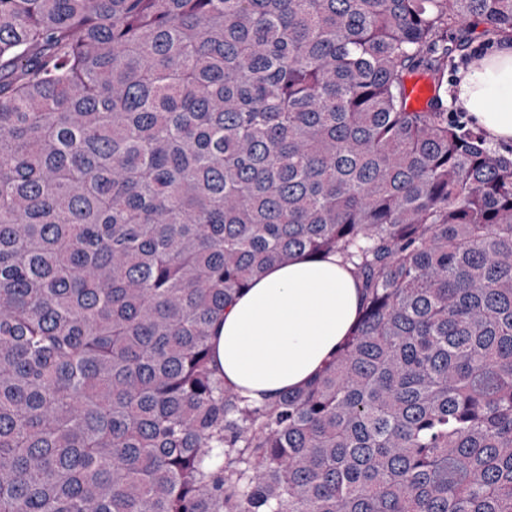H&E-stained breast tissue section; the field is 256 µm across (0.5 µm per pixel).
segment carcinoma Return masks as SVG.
<instances>
[{"instance_id":"carcinoma-1","label":"carcinoma","mask_w":512,"mask_h":512,"mask_svg":"<svg viewBox=\"0 0 512 512\" xmlns=\"http://www.w3.org/2000/svg\"><path fill=\"white\" fill-rule=\"evenodd\" d=\"M476 24L512 0H0V512H512V159L448 118ZM298 254L362 311L256 404L212 328Z\"/></svg>"}]
</instances>
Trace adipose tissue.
<instances>
[{
    "instance_id": "obj_1",
    "label": "adipose tissue",
    "mask_w": 512,
    "mask_h": 512,
    "mask_svg": "<svg viewBox=\"0 0 512 512\" xmlns=\"http://www.w3.org/2000/svg\"><path fill=\"white\" fill-rule=\"evenodd\" d=\"M492 140L512 143V39L496 40L457 86ZM362 291L339 257L295 256L236 296L211 338L226 384L256 402L304 387L357 320Z\"/></svg>"
}]
</instances>
